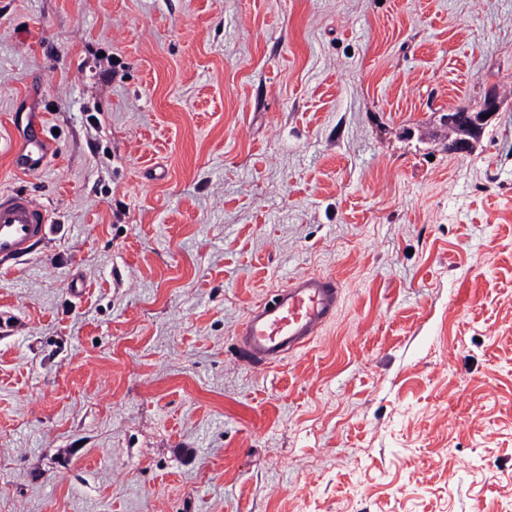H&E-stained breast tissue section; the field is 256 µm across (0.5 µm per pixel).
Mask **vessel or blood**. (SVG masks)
I'll return each instance as SVG.
<instances>
[{
    "instance_id": "1",
    "label": "vessel or blood",
    "mask_w": 512,
    "mask_h": 512,
    "mask_svg": "<svg viewBox=\"0 0 512 512\" xmlns=\"http://www.w3.org/2000/svg\"><path fill=\"white\" fill-rule=\"evenodd\" d=\"M46 134L27 139L13 164L24 173L42 171L52 153ZM51 228L45 204L17 190L0 192V267L31 255ZM342 286L335 277L304 274L257 302L236 332L234 357L243 366L267 368L301 349L335 318Z\"/></svg>"
}]
</instances>
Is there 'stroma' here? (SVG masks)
<instances>
[{
  "instance_id": "1",
  "label": "stroma",
  "mask_w": 512,
  "mask_h": 512,
  "mask_svg": "<svg viewBox=\"0 0 512 512\" xmlns=\"http://www.w3.org/2000/svg\"><path fill=\"white\" fill-rule=\"evenodd\" d=\"M0 189L53 220L0 269V512H512V0H0ZM300 274L334 322L237 364ZM497 112V103L494 98L485 100L478 111L461 110L448 112V128L457 133V136L448 141V150L472 151L474 142L480 133L482 126ZM486 115V118H482ZM52 148L53 143L41 126L39 135H33L27 139L15 153L13 158L14 167L24 173L42 171L47 166ZM342 286L335 277L304 274L257 302L236 332L234 357L268 368L301 349L335 318Z\"/></svg>"
}]
</instances>
